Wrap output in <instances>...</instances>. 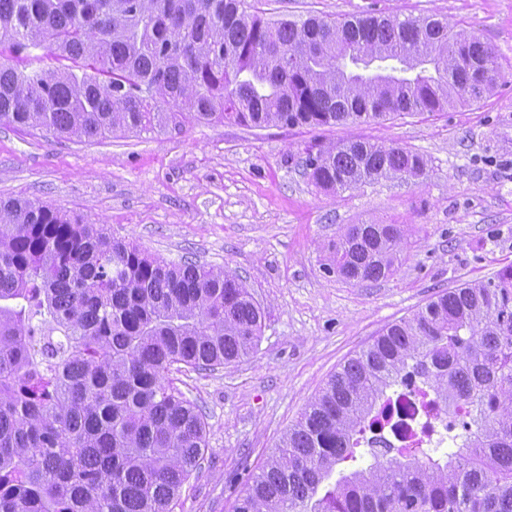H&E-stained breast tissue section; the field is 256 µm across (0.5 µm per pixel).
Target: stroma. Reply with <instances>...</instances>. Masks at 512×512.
Segmentation results:
<instances>
[{"mask_svg":"<svg viewBox=\"0 0 512 512\" xmlns=\"http://www.w3.org/2000/svg\"><path fill=\"white\" fill-rule=\"evenodd\" d=\"M254 2L271 20L433 14L490 45L500 78L473 105L380 124L187 123L166 105L154 131L90 141L0 125V198H38L165 260L231 270L264 312L247 358L168 375L207 430L173 512H234L248 474L346 359L438 293L512 265V0ZM342 139L404 145L428 173L338 194L315 187L300 166L305 147ZM373 221L408 229L395 272L362 283L329 272V243Z\"/></svg>","mask_w":512,"mask_h":512,"instance_id":"35a3bbf8","label":"stroma"}]
</instances>
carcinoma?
<instances>
[{"mask_svg": "<svg viewBox=\"0 0 512 512\" xmlns=\"http://www.w3.org/2000/svg\"><path fill=\"white\" fill-rule=\"evenodd\" d=\"M0 124L91 140L186 118L333 127L433 115L490 95L499 63L432 16L270 22L245 0H0ZM336 193L425 175L396 143L309 147ZM402 224L329 244L352 282L395 270ZM262 313L239 277L154 258L37 198L0 199V512H173L207 448L203 414L166 382L247 356ZM432 391L463 444L390 448L375 429L399 384ZM352 471L319 492L336 465ZM235 512H512V265L437 295L349 358L290 427Z\"/></svg>", "mask_w": 512, "mask_h": 512, "instance_id": "obj_1", "label": "carcinoma"}]
</instances>
